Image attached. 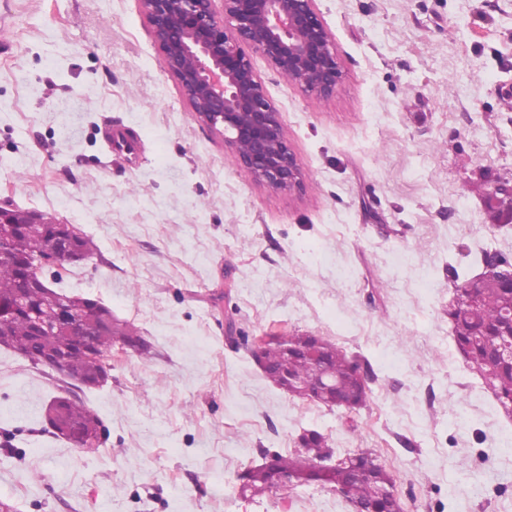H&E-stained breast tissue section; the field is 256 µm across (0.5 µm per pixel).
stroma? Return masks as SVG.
<instances>
[{
    "label": "stroma",
    "instance_id": "obj_1",
    "mask_svg": "<svg viewBox=\"0 0 512 512\" xmlns=\"http://www.w3.org/2000/svg\"><path fill=\"white\" fill-rule=\"evenodd\" d=\"M342 79L317 98L245 48L303 173L272 190L197 121L141 0H0V202L99 246L60 290L132 324L74 395L106 427L85 452L42 428L55 370L0 349V501L18 512H352L335 491L243 500L264 456L368 452L403 512H512V417L459 352L448 307L512 260L487 197L512 184V0H316ZM139 136L108 155L103 129ZM310 333L359 356L348 412L268 382L252 348Z\"/></svg>",
    "mask_w": 512,
    "mask_h": 512
}]
</instances>
